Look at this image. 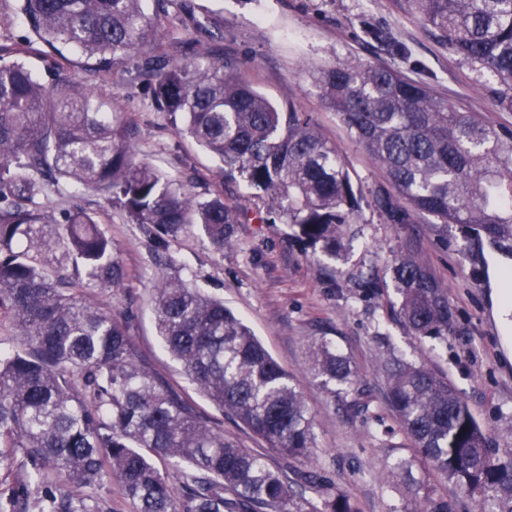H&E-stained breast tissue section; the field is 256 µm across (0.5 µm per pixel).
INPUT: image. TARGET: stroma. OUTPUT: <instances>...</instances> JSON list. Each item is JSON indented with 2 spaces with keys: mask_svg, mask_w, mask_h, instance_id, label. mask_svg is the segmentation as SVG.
<instances>
[{
  "mask_svg": "<svg viewBox=\"0 0 512 512\" xmlns=\"http://www.w3.org/2000/svg\"><path fill=\"white\" fill-rule=\"evenodd\" d=\"M188 2L196 18L192 25L158 15L156 0H146L174 60L187 62L213 52L237 62L243 78L275 104L296 105L346 161L360 203L356 221L345 225L343 250L332 258L298 241L296 227L264 220L262 202L239 182L224 189L225 200L238 203L247 214L230 244L216 248L195 226L158 244L103 196L77 195L69 188L48 193L42 202L56 215L77 206L95 211L127 270L125 287L91 288L88 296L129 317L137 357L161 381L225 437L266 452L258 438L196 389L157 336L152 294L160 268L223 300L293 377L314 419L317 454L312 465L328 491L347 495L358 512H388L398 493L386 474L394 458L410 453L386 399L387 380L378 369L390 356L448 376L484 427L491 448L512 451V343L505 340L493 296L507 261L486 253V275L477 279L459 251V229L440 236L425 216L410 224L390 223L377 205L378 197L392 190L386 173L325 106L317 76L319 69L337 63L390 64L432 88L449 106L512 129V110L501 103L498 81L449 50L398 0ZM12 8L13 0H0V16L11 17L0 23L1 57L21 58L45 82L56 68H69L116 101L113 119L126 128L138 158L190 191L213 189L216 162L178 133L173 116L159 111L131 74L103 78L86 71L77 55H54L31 40L26 21L12 17ZM373 29L391 32L406 47V56L373 40ZM404 249L448 290L455 322L447 342L415 339L397 316L400 298L392 286L391 267ZM366 282L373 288L365 293L361 286ZM319 338L333 341L361 372L369 398L367 412L358 418H349L311 375L307 345ZM266 454L273 467L287 472L296 467L279 454Z\"/></svg>",
  "mask_w": 512,
  "mask_h": 512,
  "instance_id": "35a3bbf8",
  "label": "stroma"
}]
</instances>
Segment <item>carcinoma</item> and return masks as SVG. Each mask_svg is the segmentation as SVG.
<instances>
[{"label":"carcinoma","mask_w":512,"mask_h":512,"mask_svg":"<svg viewBox=\"0 0 512 512\" xmlns=\"http://www.w3.org/2000/svg\"><path fill=\"white\" fill-rule=\"evenodd\" d=\"M143 0H17L31 35L70 50L104 76L135 62L141 87L162 112L181 117L188 136L242 181L266 212L298 237L336 256L341 227L359 209L349 170L290 104L279 108L230 60L170 61L164 34ZM404 8L480 71L498 78L512 107V0H402ZM324 104L382 165L406 207L378 204L395 224L429 216L444 235L463 232L472 271L483 242L512 256V129L459 112L429 87L382 65L344 63L320 71ZM73 185L105 196L153 238L196 224L216 247L229 243L241 209L217 189L193 194L136 159L108 102L60 69L44 83L22 61L0 57V314L22 346L0 354V463L22 448L37 465L88 490L75 499L45 492L40 512H102L103 469L122 484L134 512H358L343 494L307 499L266 457L224 438L173 389L141 365L128 319L80 296L114 290L127 272L96 215L76 209L59 223L40 202ZM392 279L399 318L413 336L445 341L454 312L448 291L414 258L399 255ZM155 324L165 349L221 412L266 447L308 462L313 417L291 378L248 326L220 300L160 272ZM312 377L349 417L368 407L358 370L326 340L308 347ZM388 404L411 456L390 466L405 482L390 512H456L413 474L428 464L475 512H512V451L494 456L486 433L448 380L397 356L382 361ZM167 465L160 471L155 460ZM180 474L178 494L168 472Z\"/></svg>","instance_id":"carcinoma-1"}]
</instances>
